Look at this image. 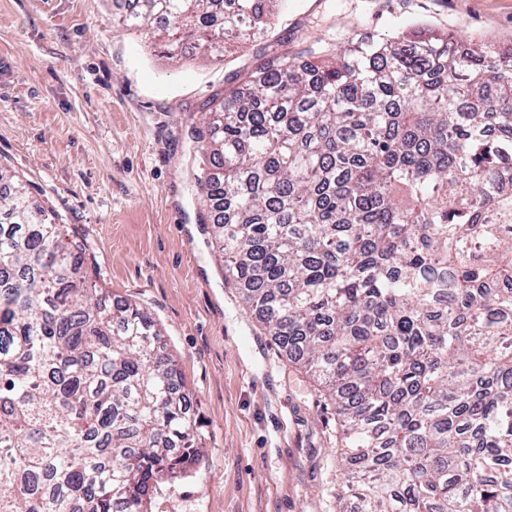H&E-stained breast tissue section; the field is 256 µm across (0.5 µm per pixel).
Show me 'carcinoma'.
I'll use <instances>...</instances> for the list:
<instances>
[{
    "label": "carcinoma",
    "mask_w": 512,
    "mask_h": 512,
    "mask_svg": "<svg viewBox=\"0 0 512 512\" xmlns=\"http://www.w3.org/2000/svg\"><path fill=\"white\" fill-rule=\"evenodd\" d=\"M135 0L164 54L262 38L269 0ZM288 55L205 113L225 272L335 409L333 512H512V52L430 31ZM0 168V512H148L201 452L146 310Z\"/></svg>",
    "instance_id": "cac0c4a2"
}]
</instances>
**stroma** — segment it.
Masks as SVG:
<instances>
[{"mask_svg":"<svg viewBox=\"0 0 512 512\" xmlns=\"http://www.w3.org/2000/svg\"><path fill=\"white\" fill-rule=\"evenodd\" d=\"M113 0H0V166L84 243L92 284L153 317L200 420L149 512H330L336 422L244 307L198 198L202 115L258 63L426 28L512 48V0H286L223 58L163 57Z\"/></svg>","mask_w":512,"mask_h":512,"instance_id":"35a3bbf8","label":"stroma"}]
</instances>
